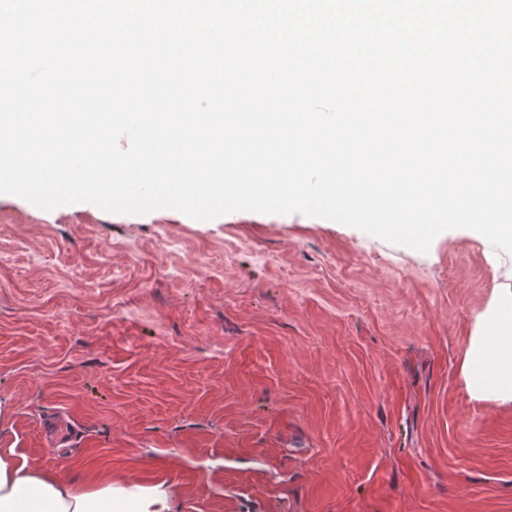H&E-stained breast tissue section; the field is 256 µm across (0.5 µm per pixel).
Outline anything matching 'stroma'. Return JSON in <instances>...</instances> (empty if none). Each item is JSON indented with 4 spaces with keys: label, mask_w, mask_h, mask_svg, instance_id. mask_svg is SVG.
Here are the masks:
<instances>
[{
    "label": "stroma",
    "mask_w": 512,
    "mask_h": 512,
    "mask_svg": "<svg viewBox=\"0 0 512 512\" xmlns=\"http://www.w3.org/2000/svg\"><path fill=\"white\" fill-rule=\"evenodd\" d=\"M492 285L460 230L0 194V448L174 512H512V408L459 372Z\"/></svg>",
    "instance_id": "stroma-1"
}]
</instances>
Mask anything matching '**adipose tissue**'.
Listing matches in <instances>:
<instances>
[{"label":"adipose tissue","instance_id":"adipose-tissue-1","mask_svg":"<svg viewBox=\"0 0 512 512\" xmlns=\"http://www.w3.org/2000/svg\"><path fill=\"white\" fill-rule=\"evenodd\" d=\"M0 512H173L160 486L104 482L82 488L20 464L12 450H0Z\"/></svg>","mask_w":512,"mask_h":512}]
</instances>
